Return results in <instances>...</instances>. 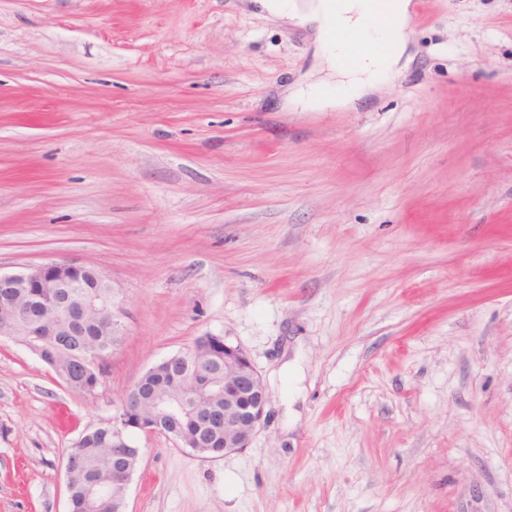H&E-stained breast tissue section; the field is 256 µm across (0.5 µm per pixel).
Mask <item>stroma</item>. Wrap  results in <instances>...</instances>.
I'll use <instances>...</instances> for the list:
<instances>
[{"instance_id": "stroma-1", "label": "stroma", "mask_w": 512, "mask_h": 512, "mask_svg": "<svg viewBox=\"0 0 512 512\" xmlns=\"http://www.w3.org/2000/svg\"><path fill=\"white\" fill-rule=\"evenodd\" d=\"M363 101L243 0H0V272L111 280L90 394L0 337V512H69L63 462L218 336L268 390L248 447L139 448L124 512H512V0H412Z\"/></svg>"}]
</instances>
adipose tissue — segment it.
Returning <instances> with one entry per match:
<instances>
[{"label": "adipose tissue", "instance_id": "obj_1", "mask_svg": "<svg viewBox=\"0 0 512 512\" xmlns=\"http://www.w3.org/2000/svg\"><path fill=\"white\" fill-rule=\"evenodd\" d=\"M253 7L275 20L308 29L328 69L332 83H316L292 88L291 103L307 101L320 107L347 106L386 82L393 73L407 66L410 57V0H251ZM385 10L392 30L384 45H376L369 34V21L378 10ZM354 33L350 44L331 47L325 32L332 22Z\"/></svg>", "mask_w": 512, "mask_h": 512}]
</instances>
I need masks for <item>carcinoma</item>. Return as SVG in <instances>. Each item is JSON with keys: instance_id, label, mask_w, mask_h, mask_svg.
Returning <instances> with one entry per match:
<instances>
[{"instance_id": "carcinoma-1", "label": "carcinoma", "mask_w": 512, "mask_h": 512, "mask_svg": "<svg viewBox=\"0 0 512 512\" xmlns=\"http://www.w3.org/2000/svg\"><path fill=\"white\" fill-rule=\"evenodd\" d=\"M104 274L87 266L79 288H47L45 292L59 307L49 308L45 300L27 288H0V300L8 303L7 311L0 313V324L16 326L17 340H35L53 328L64 334L62 342L45 351L44 361L59 377L72 372L74 360L82 349H93L108 356L117 341L112 330L104 324L99 312H89L84 320L75 321L72 308L79 305L80 297L87 292L104 296ZM185 367L171 361L160 365L145 375L142 389L147 394L159 395L168 391L173 381L183 377ZM69 455L80 460V468L72 474L69 486L71 512H114L112 499L95 501L89 492L104 475H112L117 462L112 460V441L107 432L92 430L81 442L70 449Z\"/></svg>"}]
</instances>
